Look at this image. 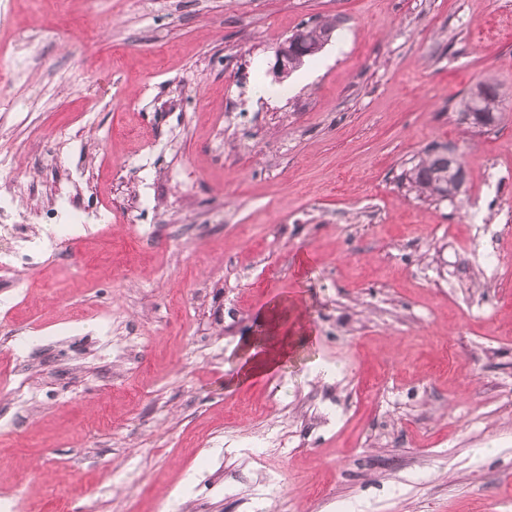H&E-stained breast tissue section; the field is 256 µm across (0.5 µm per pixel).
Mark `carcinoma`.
Masks as SVG:
<instances>
[{
    "label": "carcinoma",
    "mask_w": 512,
    "mask_h": 512,
    "mask_svg": "<svg viewBox=\"0 0 512 512\" xmlns=\"http://www.w3.org/2000/svg\"><path fill=\"white\" fill-rule=\"evenodd\" d=\"M336 30V22L325 20L314 25H304L297 33L304 35V41L298 55L291 61L289 70L293 71L302 65L306 58L318 54L320 47L331 40ZM504 106L499 87L493 82H482L471 89L462 100L459 116L461 120L472 126H497L503 116ZM410 189L424 198L448 199L454 197L465 182V171L448 164V147H432L428 149L417 163L405 173Z\"/></svg>",
    "instance_id": "1"
}]
</instances>
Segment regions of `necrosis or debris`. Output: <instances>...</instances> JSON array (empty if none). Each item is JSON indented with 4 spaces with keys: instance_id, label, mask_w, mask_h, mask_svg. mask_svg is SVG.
<instances>
[{
    "instance_id": "1",
    "label": "necrosis or debris",
    "mask_w": 512,
    "mask_h": 512,
    "mask_svg": "<svg viewBox=\"0 0 512 512\" xmlns=\"http://www.w3.org/2000/svg\"><path fill=\"white\" fill-rule=\"evenodd\" d=\"M32 190L22 181L11 156L0 157V280L14 282L22 269L39 267L43 260L57 253L72 240H80L101 232L102 227L88 221L87 213L71 203V187L60 184L47 194L44 204L13 221L15 204Z\"/></svg>"
}]
</instances>
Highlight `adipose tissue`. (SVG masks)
Returning a JSON list of instances; mask_svg holds the SVG:
<instances>
[{
	"mask_svg": "<svg viewBox=\"0 0 512 512\" xmlns=\"http://www.w3.org/2000/svg\"><path fill=\"white\" fill-rule=\"evenodd\" d=\"M265 324L267 335L253 337L237 362L234 379L246 383L277 372L296 354L293 336L283 330L277 312H270Z\"/></svg>",
	"mask_w": 512,
	"mask_h": 512,
	"instance_id": "ef3b65f1",
	"label": "adipose tissue"
}]
</instances>
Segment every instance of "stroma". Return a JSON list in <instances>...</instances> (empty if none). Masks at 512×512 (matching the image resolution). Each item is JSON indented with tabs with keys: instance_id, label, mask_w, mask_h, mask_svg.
<instances>
[{
	"instance_id": "1",
	"label": "stroma",
	"mask_w": 512,
	"mask_h": 512,
	"mask_svg": "<svg viewBox=\"0 0 512 512\" xmlns=\"http://www.w3.org/2000/svg\"><path fill=\"white\" fill-rule=\"evenodd\" d=\"M325 19L331 42L278 80L280 43ZM0 60V154L36 190L18 214L61 148L109 227L0 289V493L31 512H512V185L486 225L465 218L486 165L512 173V0H11ZM486 80L505 119L477 129L457 110ZM437 143L465 191L423 201L400 175ZM277 305L313 338L230 384Z\"/></svg>"
}]
</instances>
